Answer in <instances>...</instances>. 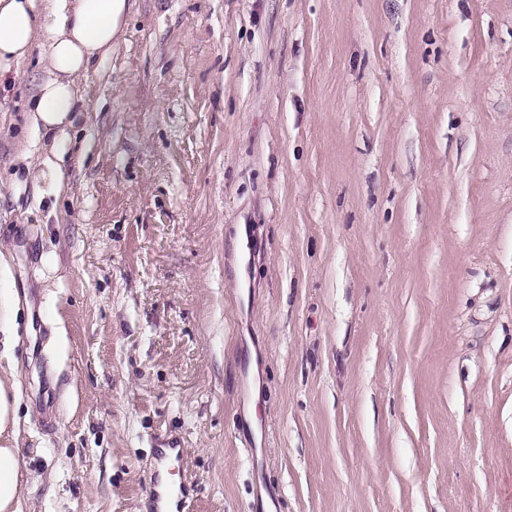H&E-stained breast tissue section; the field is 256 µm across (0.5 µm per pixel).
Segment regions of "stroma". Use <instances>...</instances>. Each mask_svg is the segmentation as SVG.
Masks as SVG:
<instances>
[{"instance_id":"35a3bbf8","label":"stroma","mask_w":512,"mask_h":512,"mask_svg":"<svg viewBox=\"0 0 512 512\" xmlns=\"http://www.w3.org/2000/svg\"><path fill=\"white\" fill-rule=\"evenodd\" d=\"M129 3L60 193L0 90L22 512H512V0ZM183 460V449L170 440L164 442L157 448L156 456L153 461V482L152 492L158 502H174L177 511H159V512H187L190 501L184 480L172 483L164 478L168 467L174 462Z\"/></svg>"}]
</instances>
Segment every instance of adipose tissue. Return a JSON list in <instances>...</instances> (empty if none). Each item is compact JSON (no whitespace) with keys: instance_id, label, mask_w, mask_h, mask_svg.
<instances>
[{"instance_id":"1","label":"adipose tissue","mask_w":512,"mask_h":512,"mask_svg":"<svg viewBox=\"0 0 512 512\" xmlns=\"http://www.w3.org/2000/svg\"><path fill=\"white\" fill-rule=\"evenodd\" d=\"M128 10V0H0V81L39 50L45 76L34 96L32 120L51 136L41 164L52 191H60L59 165L69 132L84 105L80 77L112 49ZM16 291L0 289V512H19L22 457L15 365L9 351L14 336L10 313Z\"/></svg>"}]
</instances>
